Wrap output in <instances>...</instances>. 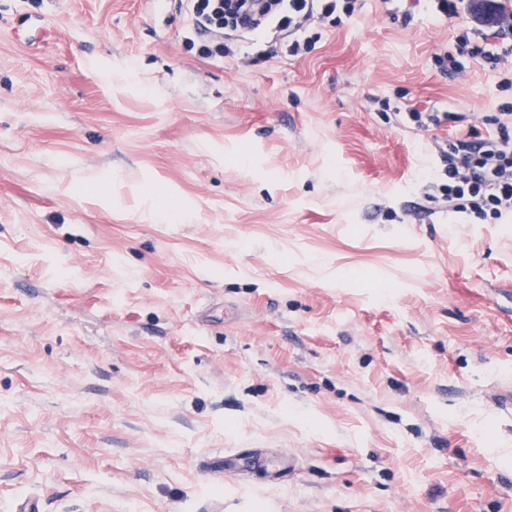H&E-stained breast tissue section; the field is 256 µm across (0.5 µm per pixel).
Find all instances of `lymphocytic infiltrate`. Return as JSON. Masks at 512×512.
<instances>
[{
	"instance_id": "1",
	"label": "lymphocytic infiltrate",
	"mask_w": 512,
	"mask_h": 512,
	"mask_svg": "<svg viewBox=\"0 0 512 512\" xmlns=\"http://www.w3.org/2000/svg\"><path fill=\"white\" fill-rule=\"evenodd\" d=\"M187 17L186 43L204 59L223 60L230 41L271 30L285 39L289 55L308 49L300 32L337 11L353 14L355 0H181ZM483 128L467 138L437 146L438 175L426 188L438 193L450 212L484 224L512 220V102L484 116Z\"/></svg>"
}]
</instances>
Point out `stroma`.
Here are the masks:
<instances>
[{
    "label": "stroma",
    "instance_id": "stroma-1",
    "mask_svg": "<svg viewBox=\"0 0 512 512\" xmlns=\"http://www.w3.org/2000/svg\"><path fill=\"white\" fill-rule=\"evenodd\" d=\"M475 25L213 61L178 0H0V512H512V223L378 105L495 112Z\"/></svg>",
    "mask_w": 512,
    "mask_h": 512
}]
</instances>
